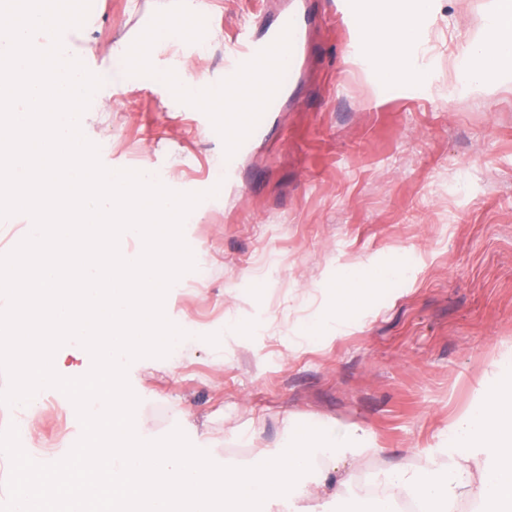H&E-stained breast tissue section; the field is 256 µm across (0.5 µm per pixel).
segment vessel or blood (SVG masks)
I'll return each instance as SVG.
<instances>
[{
  "label": "vessel or blood",
  "instance_id": "b4317fda",
  "mask_svg": "<svg viewBox=\"0 0 512 512\" xmlns=\"http://www.w3.org/2000/svg\"><path fill=\"white\" fill-rule=\"evenodd\" d=\"M302 45V21L291 14L281 19L263 38H253L248 31H239L236 43L224 66V86L236 90L257 72L265 80L244 112L224 115V172L232 174L235 159L251 148L269 127L284 91L294 79V67L287 56L296 54Z\"/></svg>",
  "mask_w": 512,
  "mask_h": 512
}]
</instances>
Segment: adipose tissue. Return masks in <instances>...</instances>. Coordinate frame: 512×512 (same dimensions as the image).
<instances>
[{"instance_id":"adipose-tissue-1","label":"adipose tissue","mask_w":512,"mask_h":512,"mask_svg":"<svg viewBox=\"0 0 512 512\" xmlns=\"http://www.w3.org/2000/svg\"><path fill=\"white\" fill-rule=\"evenodd\" d=\"M433 0H382L380 6H367L358 0L356 15L362 39L359 57L370 69L390 83L409 81L427 85L428 73L412 60L417 40V22L427 15ZM204 8V0H180L178 19L156 24L150 34L152 46L170 45L193 36V22ZM462 55L466 61L464 82L478 90L488 89L499 75L498 65L512 61V0H496L478 36L464 37ZM192 105L215 114L246 111L249 99L244 92L228 93L214 87L187 68L163 73ZM392 268H374L368 274L346 272L336 286V303L349 309L363 295L395 276Z\"/></svg>"}]
</instances>
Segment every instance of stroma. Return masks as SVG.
I'll list each match as a JSON object with an SVG mask.
<instances>
[{
    "instance_id": "stroma-1",
    "label": "stroma",
    "mask_w": 512,
    "mask_h": 512,
    "mask_svg": "<svg viewBox=\"0 0 512 512\" xmlns=\"http://www.w3.org/2000/svg\"><path fill=\"white\" fill-rule=\"evenodd\" d=\"M93 2L63 41L103 80L82 127L101 163L178 192L222 187L185 223L195 267L164 301L186 340L128 366L150 439L178 428L217 464L246 467L281 454L298 426H354L356 479L447 456L456 419L512 364V69L487 91L457 82L460 42L494 0H433L418 27L424 87L356 63L355 0H308L304 63L229 182L223 128L160 74L194 57L223 84L236 33L262 36L290 0H206L203 52L162 46L145 67L115 47L178 0ZM393 265L385 286L337 307L347 268ZM39 395L48 409L23 445L51 463L78 440L75 407L54 388Z\"/></svg>"
}]
</instances>
